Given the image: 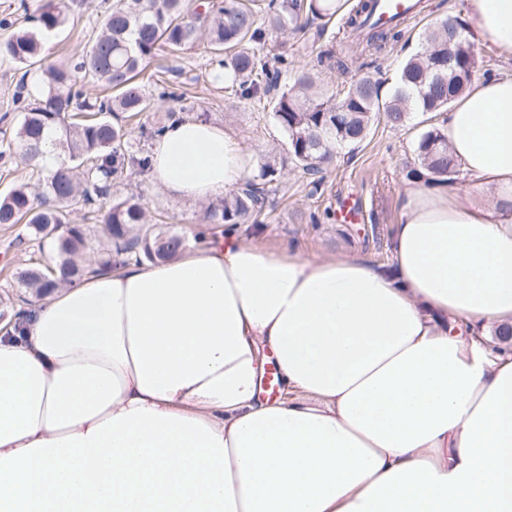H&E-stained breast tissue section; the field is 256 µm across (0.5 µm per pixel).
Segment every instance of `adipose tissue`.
Returning <instances> with one entry per match:
<instances>
[{
	"label": "adipose tissue",
	"instance_id": "ef3b65f1",
	"mask_svg": "<svg viewBox=\"0 0 512 512\" xmlns=\"http://www.w3.org/2000/svg\"><path fill=\"white\" fill-rule=\"evenodd\" d=\"M463 17L512 61V0ZM477 190L410 181L390 266L233 226L33 298L0 331V512H512V68L442 115ZM177 201L253 167L172 119L148 153ZM280 396L260 400L267 357Z\"/></svg>",
	"mask_w": 512,
	"mask_h": 512
}]
</instances>
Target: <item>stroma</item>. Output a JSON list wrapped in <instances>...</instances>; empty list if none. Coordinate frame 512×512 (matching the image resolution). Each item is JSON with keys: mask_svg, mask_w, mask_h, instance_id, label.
Instances as JSON below:
<instances>
[{"mask_svg": "<svg viewBox=\"0 0 512 512\" xmlns=\"http://www.w3.org/2000/svg\"><path fill=\"white\" fill-rule=\"evenodd\" d=\"M69 3L72 21L46 41L47 62L57 63L81 54L99 31L113 0ZM463 4L464 0H425L421 13L407 22L405 36L396 45L393 56L405 57L419 51L424 31L447 12H462ZM393 56L379 58L377 67L369 68V75L390 71ZM148 70L172 81L184 93V100L171 106L175 114L231 126L256 159L282 147L283 134L268 113L254 103L238 102L223 83L211 79L206 45L179 57L158 52ZM439 124V114L422 112L400 129L374 123L362 143L354 150L340 151L325 167L321 187L315 193L301 173L284 170L274 204L266 208L259 223L240 225V232L247 241L294 247L307 257L344 255L390 264L391 228L399 218L401 194L407 184L405 170L416 160L415 141L424 129ZM114 192L119 196H141L154 223L182 235L202 219V204L173 200L153 185L147 174L133 169L116 181ZM347 198L360 207L358 223L343 224L335 217L339 205ZM313 214L320 216V223H310ZM32 252L26 225H0V312L5 315H12L29 298L19 280L32 266Z\"/></svg>", "mask_w": 512, "mask_h": 512, "instance_id": "35a3bbf8", "label": "stroma"}]
</instances>
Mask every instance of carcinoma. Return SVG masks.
<instances>
[{
	"instance_id": "carcinoma-1",
	"label": "carcinoma",
	"mask_w": 512,
	"mask_h": 512,
	"mask_svg": "<svg viewBox=\"0 0 512 512\" xmlns=\"http://www.w3.org/2000/svg\"><path fill=\"white\" fill-rule=\"evenodd\" d=\"M19 8L26 25L8 19L12 29L0 44V54L23 69L43 67L44 79L33 95L21 83L14 103L21 112L14 131L0 138V161L8 163L20 150L39 184L15 185L0 196V224H24L37 242L54 244L57 261L34 266L20 279L21 286L39 293L59 281L81 277L87 267L78 258L94 248L90 227L71 223L72 214H95L99 270L112 269V255L149 261L166 260L185 246L178 234H164L148 225L143 203L114 196V181L129 168L145 169L146 151L128 149L129 132L115 122L118 114L135 117L159 112L175 97L169 82L154 80L156 93L146 90L142 74L147 63L164 48L185 54L207 44L224 79L239 99L262 104L286 141V153L263 157L257 172L203 214L205 224H247L271 204L280 188L283 169L291 164L318 180L336 151L360 144L373 118L392 128L406 126L414 112H442L473 81L478 71L474 45L465 37L453 46L452 56H439L448 40V20L424 36L422 52L404 58L392 92L385 81L356 77L366 60L378 58L401 38L399 23L377 17V0H354L343 15L344 42L339 50L316 55L308 68L288 82V57L277 38L306 28L320 40L327 23L341 10L340 0H115L89 48L74 63L43 66L44 40L69 20L67 6L47 0L30 12L26 0ZM339 73L350 78L342 96L314 90L315 75ZM93 82L107 91L103 97L84 92ZM61 143V165L51 171L40 166L47 138ZM418 165L409 180L441 177L452 186L463 173L461 162L445 143L440 128L424 131L415 145Z\"/></svg>"
}]
</instances>
